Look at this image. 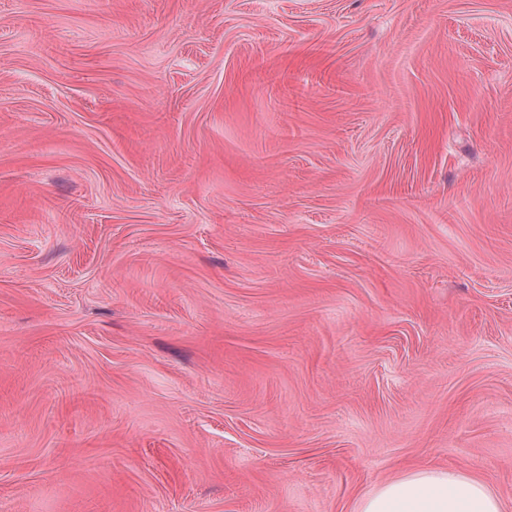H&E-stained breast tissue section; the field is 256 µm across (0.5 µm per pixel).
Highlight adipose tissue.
<instances>
[{
  "mask_svg": "<svg viewBox=\"0 0 512 512\" xmlns=\"http://www.w3.org/2000/svg\"><path fill=\"white\" fill-rule=\"evenodd\" d=\"M358 512H503L498 496L478 478L426 469L365 495Z\"/></svg>",
  "mask_w": 512,
  "mask_h": 512,
  "instance_id": "1",
  "label": "adipose tissue"
}]
</instances>
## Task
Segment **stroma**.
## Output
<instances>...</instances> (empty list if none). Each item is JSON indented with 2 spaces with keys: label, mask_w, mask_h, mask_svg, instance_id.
<instances>
[{
  "label": "stroma",
  "mask_w": 512,
  "mask_h": 512,
  "mask_svg": "<svg viewBox=\"0 0 512 512\" xmlns=\"http://www.w3.org/2000/svg\"><path fill=\"white\" fill-rule=\"evenodd\" d=\"M512 512V0H0V512ZM357 512H503V506L481 479L426 469L387 482L365 495Z\"/></svg>",
  "instance_id": "35a3bbf8"
}]
</instances>
